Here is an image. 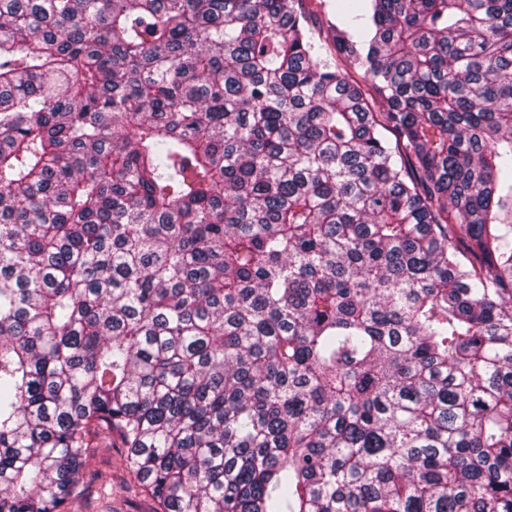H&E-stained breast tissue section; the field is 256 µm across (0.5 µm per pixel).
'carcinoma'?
I'll use <instances>...</instances> for the list:
<instances>
[{
    "label": "carcinoma",
    "mask_w": 512,
    "mask_h": 512,
    "mask_svg": "<svg viewBox=\"0 0 512 512\" xmlns=\"http://www.w3.org/2000/svg\"><path fill=\"white\" fill-rule=\"evenodd\" d=\"M303 2L0 0V512H512V0ZM340 0H305V9L310 24L309 35L315 44V52L325 59H330L329 46L331 43L329 25L336 22V11ZM67 512H155L158 502L126 467L118 436L94 439Z\"/></svg>",
    "instance_id": "obj_1"
}]
</instances>
